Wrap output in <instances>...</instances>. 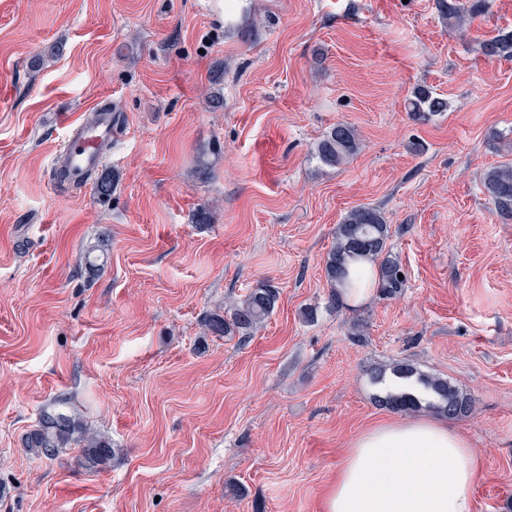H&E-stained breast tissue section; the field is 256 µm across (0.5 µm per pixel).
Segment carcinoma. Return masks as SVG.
Wrapping results in <instances>:
<instances>
[{"label": "carcinoma", "mask_w": 512, "mask_h": 512, "mask_svg": "<svg viewBox=\"0 0 512 512\" xmlns=\"http://www.w3.org/2000/svg\"><path fill=\"white\" fill-rule=\"evenodd\" d=\"M436 8L448 26L462 28L471 10L461 0H436ZM488 58H512V33H498L482 43ZM413 120L425 122L448 110V102L427 87H419L408 100ZM359 148L356 130L347 123L334 126L315 147L316 157L337 166ZM483 186L496 211L506 221L512 220V164L491 168ZM389 225L382 212L372 206L351 210L336 227L335 241L327 253L323 268L333 292L331 304L345 305L346 295L374 280L380 294L397 296L404 286L399 278V262L389 254ZM279 290L268 281L259 283L245 298L225 305L224 313L206 316L204 326L215 336H249L275 310ZM374 389L372 399L380 407L407 414L429 411L446 419H457L472 412V397L448 379L426 375L408 360L378 364L367 370ZM59 399L41 410L38 423L22 438L23 447L36 457L52 460L64 448L77 446L81 462L89 468L104 469L116 454L112 443L91 431L79 412L66 408Z\"/></svg>", "instance_id": "1"}]
</instances>
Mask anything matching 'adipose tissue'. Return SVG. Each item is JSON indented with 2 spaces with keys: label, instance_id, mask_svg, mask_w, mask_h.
<instances>
[{
  "label": "adipose tissue",
  "instance_id": "ef3b65f1",
  "mask_svg": "<svg viewBox=\"0 0 512 512\" xmlns=\"http://www.w3.org/2000/svg\"><path fill=\"white\" fill-rule=\"evenodd\" d=\"M478 462L438 421L385 422L348 448L326 512H474Z\"/></svg>",
  "mask_w": 512,
  "mask_h": 512
}]
</instances>
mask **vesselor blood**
Masks as SVG:
<instances>
[{
  "instance_id": "vessel-or-blood-1",
  "label": "vessel or blood",
  "mask_w": 512,
  "mask_h": 512,
  "mask_svg": "<svg viewBox=\"0 0 512 512\" xmlns=\"http://www.w3.org/2000/svg\"><path fill=\"white\" fill-rule=\"evenodd\" d=\"M112 139V118L99 114L96 122L71 130L64 145L52 158L56 182L78 185L96 170L103 158L102 145Z\"/></svg>"
}]
</instances>
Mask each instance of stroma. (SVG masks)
I'll list each match as a JSON object with an SVG mask.
<instances>
[{"instance_id":"stroma-1","label":"stroma","mask_w":512,"mask_h":512,"mask_svg":"<svg viewBox=\"0 0 512 512\" xmlns=\"http://www.w3.org/2000/svg\"><path fill=\"white\" fill-rule=\"evenodd\" d=\"M510 30L512 0L458 31L436 0H0V512H326L345 449L400 417L366 371L402 359L472 395L448 426L475 512H512V221L482 188L512 162V59L482 43ZM419 87L447 111L410 119ZM105 105L102 202L50 165ZM340 122L360 148L330 166L312 146ZM363 205L405 285L334 309L323 260ZM264 280L253 336L205 330ZM60 398L107 470L25 451Z\"/></svg>"}]
</instances>
